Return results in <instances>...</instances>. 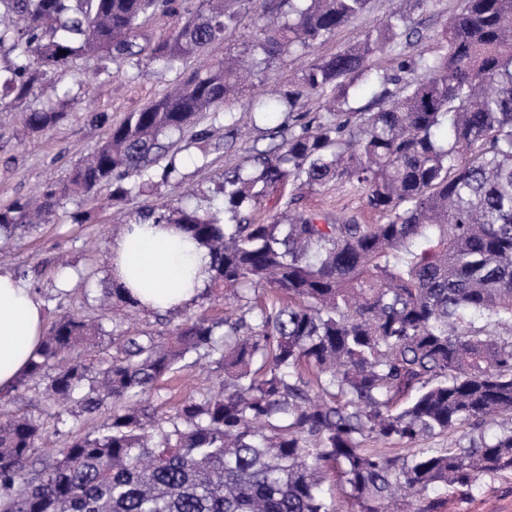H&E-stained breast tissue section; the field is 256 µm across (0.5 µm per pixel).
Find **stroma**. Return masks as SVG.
<instances>
[{"label": "stroma", "mask_w": 512, "mask_h": 512, "mask_svg": "<svg viewBox=\"0 0 512 512\" xmlns=\"http://www.w3.org/2000/svg\"><path fill=\"white\" fill-rule=\"evenodd\" d=\"M279 0H249L238 27L226 33L223 41L191 56L180 68L163 71L150 56H142L137 66L116 64L111 75L99 73V59L91 54L77 55L68 73L47 71L41 78L70 82L78 78L80 86L61 105L63 119L44 132L27 131L24 124L35 99L15 105L13 111L0 112V205L15 197L37 192L49 181L68 176L74 164L90 155L104 137L106 129L92 123L95 113L106 114L119 122L127 112L138 109L164 93L171 83L214 59L242 55L245 46L257 35L262 9L276 7ZM460 0H401L400 11L407 14L412 36L404 48L406 58L416 60L438 53L441 34ZM388 8L386 0H371L369 9L306 53L280 56L269 61L244 83L227 106L233 115L244 117V125L234 127L223 114L204 113L170 150L168 157L176 165L169 181L154 180L143 190L133 192L118 207L108 204L111 192L103 184L90 192L63 200L48 223L30 229L15 239H0V272L26 273L29 283L43 302L47 323L62 315L77 314L89 319L101 314L100 304L112 288L110 279V243L124 224L153 207L181 204L204 213L223 206L220 188L225 174L251 166L257 153L270 150L288 140L297 128L298 116L286 103L268 108L261 88L285 92L295 88L305 70L317 59L336 54L362 42L380 28ZM319 214H349L365 224L382 223L380 213L367 207L361 192L337 188L335 183L312 190L279 184L265 188L259 201L250 206L256 223L269 222L285 211ZM83 214V222H74V214ZM231 293L203 290L189 307L166 313L138 312L131 317L105 323L104 336L97 338L83 353L87 364L102 365L119 358L118 337L141 331L175 329L188 317L223 319L232 304ZM220 370L210 359L202 358L189 367L163 377L142 407L149 416L160 419L172 413L185 398L199 395L217 381ZM46 381L30 383L8 402L0 401V418L24 413L42 424L47 446L32 449L29 464L49 460L74 435L100 428L111 414V406L83 415L78 427L57 425L44 401ZM437 512H512V474L500 476L483 493L462 496L456 490L441 491Z\"/></svg>", "instance_id": "stroma-1"}]
</instances>
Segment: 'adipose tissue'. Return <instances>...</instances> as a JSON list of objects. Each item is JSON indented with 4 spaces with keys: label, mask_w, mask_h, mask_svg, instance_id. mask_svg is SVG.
I'll return each mask as SVG.
<instances>
[{
    "label": "adipose tissue",
    "mask_w": 512,
    "mask_h": 512,
    "mask_svg": "<svg viewBox=\"0 0 512 512\" xmlns=\"http://www.w3.org/2000/svg\"><path fill=\"white\" fill-rule=\"evenodd\" d=\"M112 280L148 311L191 304L209 282L207 249L176 224L135 220L110 244ZM45 333L44 309L28 284L0 273V391L29 368Z\"/></svg>",
    "instance_id": "obj_1"
}]
</instances>
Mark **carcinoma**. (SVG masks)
Returning a JSON list of instances; mask_svg holds the SVG:
<instances>
[{
    "label": "carcinoma",
    "instance_id": "carcinoma-1",
    "mask_svg": "<svg viewBox=\"0 0 512 512\" xmlns=\"http://www.w3.org/2000/svg\"><path fill=\"white\" fill-rule=\"evenodd\" d=\"M0 0V112L35 94L48 69L77 52L109 65L145 52L173 68L224 40L244 0H207L179 29L138 42L145 19L178 0ZM370 0H287L260 25L251 68L308 52L363 15ZM408 37L392 13L360 44L309 66L285 94L291 109L333 85L332 118L300 126L255 172L224 178V206L151 211L180 224L208 250L212 288H230L220 321L198 316L174 331L121 337L122 356L93 370L74 353L100 334L76 315L43 337L14 389L50 376L57 417L72 402L92 414L112 401L95 435L74 438L58 457L25 473L42 426L25 414L0 420V512H339L325 487L336 472L355 512H434L439 488L470 494L512 473V0H463L441 51L377 110L350 106L356 81L386 83L370 59ZM66 54H61V51ZM228 56L193 73L116 124L63 184L0 207V235L49 221L71 192L109 183L118 204L152 179L202 112H219L238 89ZM63 113L42 106L25 124L52 128ZM362 190L382 224L298 213L253 224L243 213L257 184ZM288 295L253 315L259 293ZM223 366L218 387L180 404L155 426L127 406L188 355ZM89 390L76 396L83 381ZM457 448H416L461 425L478 430ZM375 439L403 447L386 453Z\"/></svg>",
    "mask_w": 512,
    "mask_h": 512
}]
</instances>
